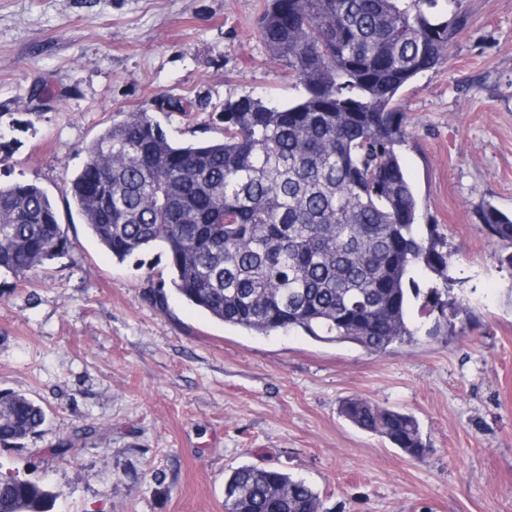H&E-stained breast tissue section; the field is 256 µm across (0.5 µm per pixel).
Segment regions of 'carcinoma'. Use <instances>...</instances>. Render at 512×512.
Returning a JSON list of instances; mask_svg holds the SVG:
<instances>
[{
	"mask_svg": "<svg viewBox=\"0 0 512 512\" xmlns=\"http://www.w3.org/2000/svg\"><path fill=\"white\" fill-rule=\"evenodd\" d=\"M442 0H268L259 37L295 72L288 106L224 102V138L171 141L149 112L112 122L89 147L68 193L96 241L118 261L162 245L178 295L256 334L302 331L384 354L410 345L411 276L448 280L453 253L417 203L397 155L406 136L399 92L444 58L457 24ZM480 221L512 242V218ZM68 240L49 195L0 184V273L24 278L63 255ZM431 306L457 312L451 288ZM341 415L411 458L428 451L410 414L348 398ZM43 406L0 393V445L35 434ZM226 512H323L320 494L274 468L246 466L224 482ZM51 493L0 472V512H48Z\"/></svg>",
	"mask_w": 512,
	"mask_h": 512,
	"instance_id": "obj_1",
	"label": "carcinoma"
}]
</instances>
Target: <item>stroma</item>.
Wrapping results in <instances>:
<instances>
[{
	"instance_id": "35a3bbf8",
	"label": "stroma",
	"mask_w": 512,
	"mask_h": 512,
	"mask_svg": "<svg viewBox=\"0 0 512 512\" xmlns=\"http://www.w3.org/2000/svg\"><path fill=\"white\" fill-rule=\"evenodd\" d=\"M266 0H0V182L53 199L69 247L29 279L0 275V392L48 420L0 446V468L48 486L50 512H225L246 465L310 484L328 512H512V0H448L464 18L445 60L399 95L398 155L419 221L455 260L464 310L411 309L409 346L378 355L302 332L258 335L184 302L167 253L124 262L67 191L118 114L156 113L176 142L222 139L227 99L302 93L258 37ZM362 398L412 414L413 459L339 413ZM480 221L486 231L502 241L512 242V218L492 206L483 208Z\"/></svg>"
}]
</instances>
